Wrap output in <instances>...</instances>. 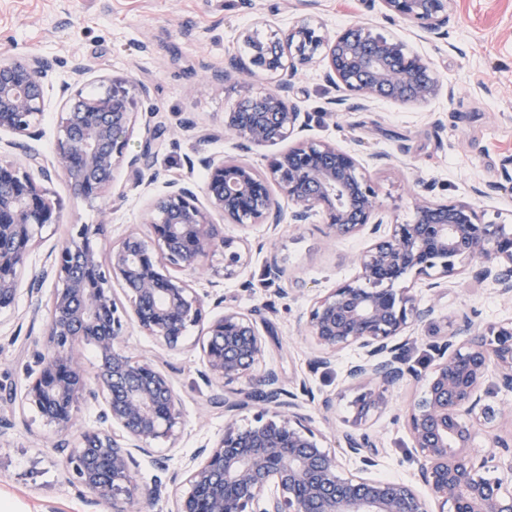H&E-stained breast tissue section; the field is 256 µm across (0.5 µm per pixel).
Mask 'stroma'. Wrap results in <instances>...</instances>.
<instances>
[{"mask_svg":"<svg viewBox=\"0 0 512 512\" xmlns=\"http://www.w3.org/2000/svg\"><path fill=\"white\" fill-rule=\"evenodd\" d=\"M268 0H0V56L34 53L52 61L43 79L46 108L39 139L10 147V133H0V162L26 169V153L40 154L50 168L43 182L59 211L57 223L37 229L19 288L10 307L0 309V512H112L109 505L91 504L80 484L68 474L58 439L36 407L26 400V372L48 346L47 311L61 284L42 277L58 246L70 239L77 224L101 226L92 240L100 257L129 232L146 231L149 201L166 192L171 180L204 191L206 171L200 157L236 159L266 170L279 153L267 146L245 153L224 130L226 112L248 94L271 90L269 76L214 78L233 57H247L240 33L249 29L265 36L269 27L291 26L304 10L300 0H275L278 9L260 23ZM454 16L448 36L421 40L412 28L385 19L380 8L365 0H319L313 24L328 34L362 25L401 40L409 54L429 59L442 78L443 89L420 104L382 100L366 109L338 110L336 90L322 80L321 58L294 79L295 101L310 117L309 137L340 147H355L361 156L384 153L389 165L372 168L388 222L414 218L413 197L424 184H434L438 199L474 202L487 222L512 226V0H450ZM84 68L74 74L73 64ZM135 89V106L125 153H142L152 143L151 171L158 179L144 185L129 178L119 162L107 197L74 196L66 177L55 169L58 124L68 95L103 92L113 80ZM477 183L496 185L492 197L474 199ZM220 237L233 239L246 263L233 277L224 275V249L216 247L203 265L186 278L203 299L207 317L233 308L254 313L265 339L264 366L278 373L282 387L295 396L322 447L341 453L345 471L357 459L343 455L345 433L368 434L380 463L378 477L412 481L416 462L405 418L407 405L418 399L422 383L409 381L387 390L389 407L371 413L353 426L357 388L345 378L357 352L342 351L327 366L315 363L316 352L299 323L315 298L356 274V260L366 237H339L321 216L308 224L284 223L277 229L256 223H225L212 214ZM281 270L277 279L264 274L268 259ZM38 289H30L34 278ZM403 287L432 306L429 321L418 325L407 357L417 372L433 360L430 343L450 335L461 312L479 326L512 320V297L501 296L489 282L465 268L448 279L447 288L432 293L413 278ZM200 327H189L174 349L127 325L124 341L131 355L151 362L171 379L183 405V423L175 437L155 441L154 457L139 460L140 483L161 479L167 492L152 505L124 501L125 512H173L174 498L189 485L185 465L196 448L213 445L224 435V409L215 405L217 389L201 375ZM331 409H323V398Z\"/></svg>","mask_w":512,"mask_h":512,"instance_id":"35a3bbf8","label":"stroma"}]
</instances>
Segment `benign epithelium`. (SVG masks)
I'll return each instance as SVG.
<instances>
[{
	"label": "benign epithelium",
	"mask_w": 512,
	"mask_h": 512,
	"mask_svg": "<svg viewBox=\"0 0 512 512\" xmlns=\"http://www.w3.org/2000/svg\"><path fill=\"white\" fill-rule=\"evenodd\" d=\"M386 15L416 27L426 36H443L450 20L449 0H380ZM252 45L246 59H231L224 77L258 70L275 80L272 90L249 95L228 113L224 128L238 147L275 145L307 130L309 116L293 100L292 78L299 67L327 48L324 81L345 106L387 100L425 102L439 93L440 76L428 59L405 55L392 37L351 26L332 38L305 17L273 31L265 41L242 33ZM50 62L37 55L0 56V132L37 136L44 112L43 74ZM133 98L125 83L114 82L96 97L80 94L68 101L56 142V163L74 194L101 196L111 186L132 125ZM207 171V205L191 188L172 181L151 204L150 232H131L112 246L107 264L90 245L100 232L85 224L57 249L53 272L62 283L48 313V347L30 369L26 398L40 404L54 388L75 402L86 395L102 401V427L94 443L74 447L63 439L74 426L71 412L45 406L43 416L62 438L54 444L66 466L97 501L117 505L121 498L157 500L161 485L135 479L137 457L150 456L152 442L169 438L182 423L181 397L169 377L130 355L122 338L128 322L173 348L190 326L206 323L201 344L205 376L222 385L242 381L246 399L216 397L224 405V436L190 459L189 492L174 512H512V462L507 475L491 477L512 459V440L485 435L496 414L486 399L512 394V321L475 328L463 314L454 332L433 345L435 363L426 376L399 355L411 340L412 325L433 313L408 289L393 284L409 275L434 291L464 264L476 275L512 296V231L485 222L474 204L438 201L426 192L413 198L415 219L390 224L375 184L358 152L332 143L300 138L272 158L269 174L237 160L202 158ZM292 203L283 213L271 185ZM217 211L231 224H307L323 213L338 236L368 232L371 244L357 259V276L315 301L303 324L318 354L328 365L348 348L362 352L346 371L353 385L368 389L356 397L358 418L385 405L378 385L393 387L422 381L421 399L406 411L416 452L415 481L382 480L367 453L368 439L345 435V452L359 458L354 473L342 471L338 458L320 446L303 424L300 406L282 399L283 388L272 371L260 369L265 342L256 322L228 309L205 321L204 303L189 283L171 270L193 269L216 247L218 229L210 220ZM56 208L34 176L0 163V308L16 297L18 272L34 239L35 228L54 224ZM245 261L233 242L224 241V275ZM124 288L130 302H117L111 282ZM94 344L100 365L88 385L75 353L83 342ZM254 405L278 414L248 429L236 423L238 413ZM425 488L428 496L420 494ZM438 510H433L432 506Z\"/></svg>",
	"instance_id": "benign-epithelium-1"
}]
</instances>
